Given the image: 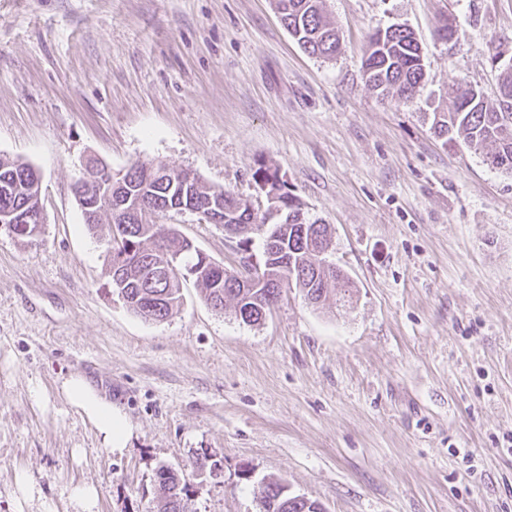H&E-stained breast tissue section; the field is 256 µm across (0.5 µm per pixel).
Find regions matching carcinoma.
Instances as JSON below:
<instances>
[{
	"label": "carcinoma",
	"mask_w": 512,
	"mask_h": 512,
	"mask_svg": "<svg viewBox=\"0 0 512 512\" xmlns=\"http://www.w3.org/2000/svg\"><path fill=\"white\" fill-rule=\"evenodd\" d=\"M275 2L281 23L305 52L325 58L336 55L340 39L324 15L323 0ZM362 68L366 83L379 94L412 97L424 76L421 47L413 31L386 29L375 33ZM436 133L440 137H463L470 148L481 154L487 166L512 173V65L503 71L498 106L489 105L482 93L476 94L470 87H459L455 91L454 111L436 122ZM35 174L36 169L27 162L0 157V210L16 211L26 217L28 224L35 222L39 207ZM125 176L129 181L122 192L113 195L112 209L99 212L85 224L91 230L101 224L111 230L123 225L129 228L118 240L108 234L114 254L107 256L105 275L112 278L114 262L120 260L125 264V305L142 319H167L181 302L180 279L188 276L195 279L212 308L228 303L238 307L242 302L240 289L233 287V283L243 274L249 260L243 256L240 270H227L211 260L203 262L199 250L168 224L158 225L155 231L142 230L136 205L144 199L149 200L157 217L170 211L198 210L212 201L224 209V231L239 237L240 244L251 242V235L256 232L276 238V257L263 261L268 266L266 287L252 293L255 300L249 303L245 324L261 323L262 315L271 312L283 290L294 286L302 289L313 304L326 301L333 286L337 301L352 298L345 273L337 266H321L319 254L329 245V225L309 221L301 202L286 191V185H281L280 194L283 214L268 224L266 217L257 216L233 193L198 181L186 185L179 174L166 173L162 166L135 163ZM162 262L173 263L181 278L170 276L148 288L138 287L147 266ZM156 477L160 495L153 512H185L188 488L180 474L161 467ZM259 496L262 512H324L315 500L297 503L296 496L280 493L278 482L265 484Z\"/></svg>",
	"instance_id": "cac0c4a2"
}]
</instances>
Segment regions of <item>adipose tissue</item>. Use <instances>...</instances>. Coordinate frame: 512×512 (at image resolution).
<instances>
[{"mask_svg":"<svg viewBox=\"0 0 512 512\" xmlns=\"http://www.w3.org/2000/svg\"><path fill=\"white\" fill-rule=\"evenodd\" d=\"M62 387L71 404L95 424L106 448L111 453L123 454L132 430L122 409L101 396L83 376H70Z\"/></svg>","mask_w":512,"mask_h":512,"instance_id":"obj_1","label":"adipose tissue"}]
</instances>
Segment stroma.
Returning a JSON list of instances; mask_svg holds the SVG:
<instances>
[{
  "label": "stroma",
  "mask_w": 512,
  "mask_h": 512,
  "mask_svg": "<svg viewBox=\"0 0 512 512\" xmlns=\"http://www.w3.org/2000/svg\"><path fill=\"white\" fill-rule=\"evenodd\" d=\"M323 6L331 59L275 0H0V156L39 171L45 213L37 242L0 229V512H77L85 485L95 512H151L162 465L187 512H261L266 481L326 512H512V175L433 129L457 86L496 103L512 0ZM394 24L422 46L407 100L363 76ZM90 157L188 169L258 213L253 174L276 170L330 225L352 301L293 288L248 325L189 278L169 318L136 316L107 286V226L88 229L72 193ZM166 221L238 266L222 225ZM72 375L127 415L123 454L62 392ZM204 454L215 470L193 468Z\"/></svg>",
  "instance_id": "obj_1"
}]
</instances>
